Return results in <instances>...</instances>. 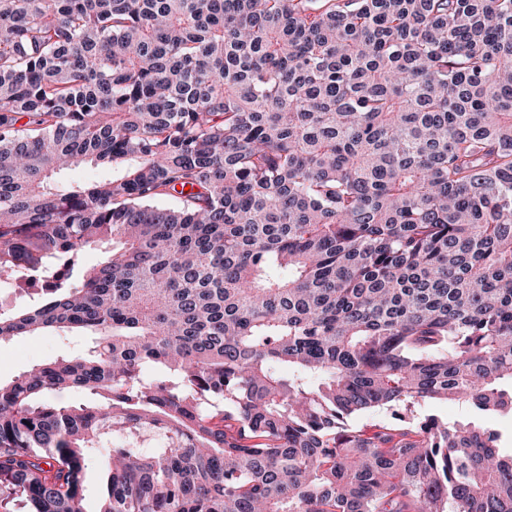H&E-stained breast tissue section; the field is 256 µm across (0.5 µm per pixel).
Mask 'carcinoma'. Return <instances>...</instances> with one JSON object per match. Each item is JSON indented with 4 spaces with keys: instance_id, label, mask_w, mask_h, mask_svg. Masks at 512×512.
<instances>
[{
    "instance_id": "1",
    "label": "carcinoma",
    "mask_w": 512,
    "mask_h": 512,
    "mask_svg": "<svg viewBox=\"0 0 512 512\" xmlns=\"http://www.w3.org/2000/svg\"><path fill=\"white\" fill-rule=\"evenodd\" d=\"M24 277L0 512H512V0H0ZM85 336L45 335L0 340V381L9 382L34 364L80 354ZM418 416H436L442 420L453 421L465 417L483 419V421L497 429L502 435V443L506 448H512V414L495 413L485 416L484 418L477 415L468 406L459 402L447 403H422L416 407ZM104 464L94 461L89 465V473L86 482L87 506L89 510H96V505L101 496L104 482L101 481Z\"/></svg>"
}]
</instances>
